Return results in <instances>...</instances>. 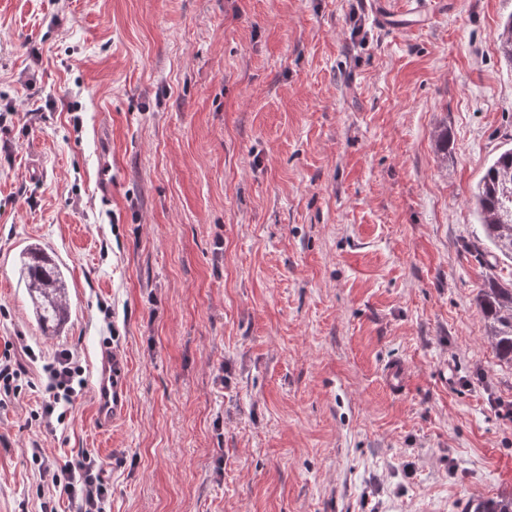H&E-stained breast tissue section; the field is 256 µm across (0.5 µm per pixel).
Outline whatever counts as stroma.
Listing matches in <instances>:
<instances>
[{"mask_svg":"<svg viewBox=\"0 0 512 512\" xmlns=\"http://www.w3.org/2000/svg\"><path fill=\"white\" fill-rule=\"evenodd\" d=\"M512 0H0V351L125 363L61 424L0 408V512L91 454L111 512H462L512 492V365L476 297L472 191L512 146ZM448 134V151L436 139ZM112 166V194L98 188ZM40 244L71 317L33 318ZM408 362L402 395L381 378ZM408 4L400 12H395L386 8L383 2V11L380 14L381 21L388 27L392 25L390 22L397 21V25L401 28H409L424 25L430 19L427 0H407ZM121 358L109 345H102L97 357L93 381L96 424L100 431H109L112 424L122 418L127 403Z\"/></svg>","mask_w":512,"mask_h":512,"instance_id":"obj_1","label":"stroma"}]
</instances>
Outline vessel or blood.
Wrapping results in <instances>:
<instances>
[{
  "mask_svg": "<svg viewBox=\"0 0 512 512\" xmlns=\"http://www.w3.org/2000/svg\"><path fill=\"white\" fill-rule=\"evenodd\" d=\"M429 18L427 0H407V5L402 11L396 12L386 8L380 14L383 23L394 21L402 28L424 25ZM123 372L121 358L111 346H102L97 357L93 381L96 424L100 431L110 430L113 423L125 413L127 389ZM409 375L410 370L406 364L394 362L385 366L383 382L390 393L399 395L404 392Z\"/></svg>",
  "mask_w": 512,
  "mask_h": 512,
  "instance_id": "1",
  "label": "vessel or blood"
}]
</instances>
